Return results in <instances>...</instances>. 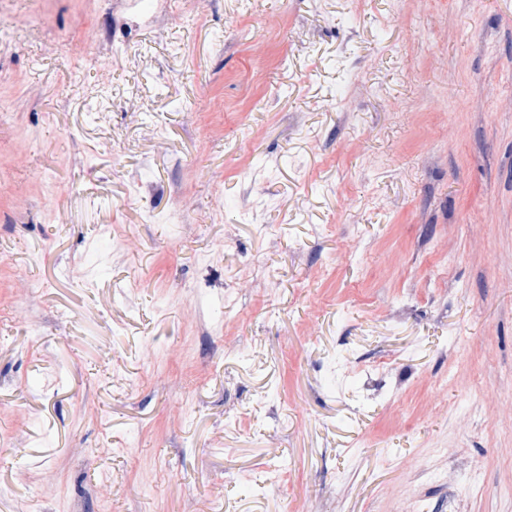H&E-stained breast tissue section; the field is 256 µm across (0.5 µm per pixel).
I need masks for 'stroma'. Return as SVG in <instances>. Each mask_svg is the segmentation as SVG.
I'll return each instance as SVG.
<instances>
[{"instance_id": "stroma-1", "label": "stroma", "mask_w": 512, "mask_h": 512, "mask_svg": "<svg viewBox=\"0 0 512 512\" xmlns=\"http://www.w3.org/2000/svg\"><path fill=\"white\" fill-rule=\"evenodd\" d=\"M1 254L0 512H512V0H0Z\"/></svg>"}]
</instances>
